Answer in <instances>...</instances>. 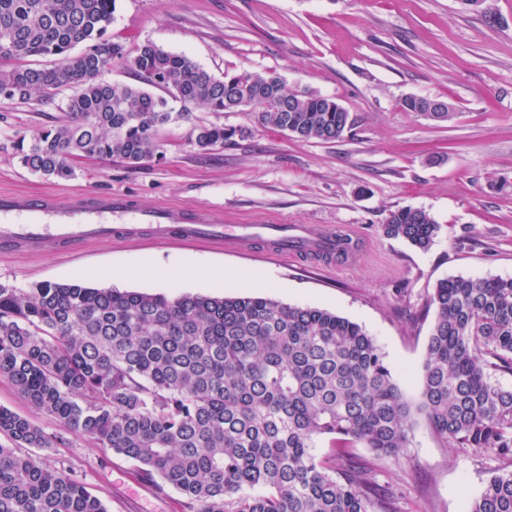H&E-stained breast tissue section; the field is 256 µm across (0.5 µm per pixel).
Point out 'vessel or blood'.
Masks as SVG:
<instances>
[{
    "label": "vessel or blood",
    "instance_id": "obj_1",
    "mask_svg": "<svg viewBox=\"0 0 512 512\" xmlns=\"http://www.w3.org/2000/svg\"><path fill=\"white\" fill-rule=\"evenodd\" d=\"M145 237L157 242L209 240L239 252L265 249L294 258L324 260L332 267L356 264L364 242L344 227L213 223L207 211L146 205L124 193L88 194L65 200L51 194L25 196L0 192V248L33 252H73L84 242Z\"/></svg>",
    "mask_w": 512,
    "mask_h": 512
}]
</instances>
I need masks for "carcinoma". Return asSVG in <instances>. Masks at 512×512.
Instances as JSON below:
<instances>
[{
    "label": "carcinoma",
    "instance_id": "cac0c4a2",
    "mask_svg": "<svg viewBox=\"0 0 512 512\" xmlns=\"http://www.w3.org/2000/svg\"><path fill=\"white\" fill-rule=\"evenodd\" d=\"M117 0H0V98L25 102L73 91L66 119L17 140L21 164L45 177L75 176L74 162L163 156L159 133L171 102L236 112L302 140L332 142L350 123L333 100L288 89L269 73L217 78L184 54L147 43L134 58L140 84L107 79L123 47L108 29ZM85 49L72 53L75 46ZM53 57L50 66L33 65ZM428 99L402 108L425 112ZM235 131L197 128L201 148ZM385 236L429 248L438 224L425 210L389 213ZM436 315L412 404L372 336L325 309L265 296L148 294L81 282L0 284V375L61 428L90 437L158 476L185 512H388L366 471H336L318 443L397 456L423 414L451 448L512 459V387L490 367L512 369V278L437 282ZM0 512H106L63 469L33 452L50 437L0 406ZM470 512H512V471L493 476Z\"/></svg>",
    "mask_w": 512,
    "mask_h": 512
}]
</instances>
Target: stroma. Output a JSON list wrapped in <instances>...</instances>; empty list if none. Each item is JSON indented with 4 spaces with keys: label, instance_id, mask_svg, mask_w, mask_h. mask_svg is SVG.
Masks as SVG:
<instances>
[{
    "label": "stroma",
    "instance_id": "obj_1",
    "mask_svg": "<svg viewBox=\"0 0 512 512\" xmlns=\"http://www.w3.org/2000/svg\"><path fill=\"white\" fill-rule=\"evenodd\" d=\"M109 31L124 48L113 82L134 83L137 50L152 43L218 77L276 73L291 90L335 99L353 124L336 141H302L260 126L248 110L193 106L161 130L162 161L83 160L74 178L56 181L23 167L14 145L61 117L68 91L0 99V191H122L148 204L206 207L228 224H335L354 229L367 250L355 266L335 270L202 242H88L75 255L0 251V284L79 279L145 293L245 296L238 276L257 272L260 295L361 325L418 400L436 283L512 277V0H117ZM411 95L449 103L451 118L403 111ZM211 123L233 130L232 139L198 147V126ZM402 207L437 222L429 249L384 236L389 213ZM139 265L163 275L120 278ZM38 454L84 482L107 512H183L178 491L155 487L136 463L86 437L67 435ZM348 461L371 470L392 512H469L493 475L512 470L495 453L448 447L419 413L401 455L356 447Z\"/></svg>",
    "mask_w": 512,
    "mask_h": 512
}]
</instances>
